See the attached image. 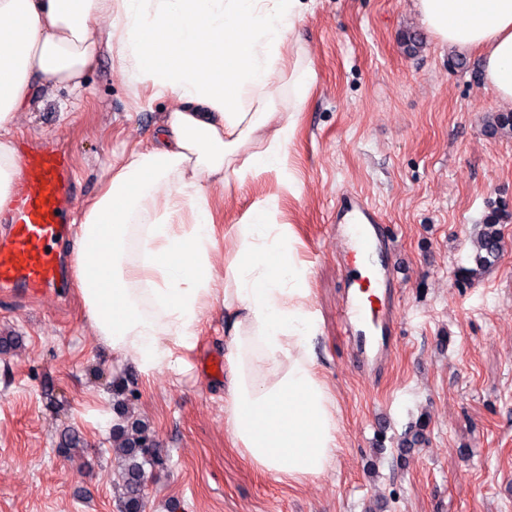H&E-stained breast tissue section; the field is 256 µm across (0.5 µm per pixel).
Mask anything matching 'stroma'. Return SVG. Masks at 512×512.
<instances>
[{"instance_id":"35a3bbf8","label":"stroma","mask_w":512,"mask_h":512,"mask_svg":"<svg viewBox=\"0 0 512 512\" xmlns=\"http://www.w3.org/2000/svg\"><path fill=\"white\" fill-rule=\"evenodd\" d=\"M416 37L409 48L407 37ZM285 52L314 76L295 114L284 172H262L210 202L217 236L274 200L309 270L320 376L336 397L341 448L326 476L281 482L252 468L224 430V306L203 317L174 367L149 372L101 344L76 289L0 293V512H119L112 382L133 383L135 414L161 445L145 512H512V134L480 77V56L442 46L412 0H310ZM84 90L37 92L15 138L73 156L74 208L107 163L151 142L173 107L129 86L98 57ZM361 192L392 236L397 328L384 369L364 374L340 310L351 254L336 212ZM496 215L502 252L477 267L479 232ZM84 440L58 453L63 429Z\"/></svg>"}]
</instances>
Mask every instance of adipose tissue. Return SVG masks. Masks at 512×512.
<instances>
[{
    "mask_svg": "<svg viewBox=\"0 0 512 512\" xmlns=\"http://www.w3.org/2000/svg\"><path fill=\"white\" fill-rule=\"evenodd\" d=\"M441 44L476 49L481 81L512 106V0H413ZM302 0H0V204L19 169L11 127L37 90L80 88L99 55L131 86L174 103L153 144L106 168L77 226L74 271L102 344L142 371L172 365L213 301L224 303V429L278 480L325 475L340 449L336 401L311 341L308 270L269 206L233 225L215 268L209 188L282 170L313 77L286 67ZM106 19L104 36L92 25Z\"/></svg>",
    "mask_w": 512,
    "mask_h": 512,
    "instance_id": "ef3b65f1",
    "label": "adipose tissue"
}]
</instances>
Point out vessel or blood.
Returning a JSON list of instances; mask_svg holds the SVG:
<instances>
[{
    "label": "vessel or blood",
    "instance_id": "b4317fda",
    "mask_svg": "<svg viewBox=\"0 0 512 512\" xmlns=\"http://www.w3.org/2000/svg\"><path fill=\"white\" fill-rule=\"evenodd\" d=\"M20 160L24 177L5 215L8 231L0 237V288L38 293L60 278L53 249L70 222L64 203L74 172L70 157L54 150L24 154ZM337 217L351 230L353 255L371 264L389 247L387 225L359 194L352 192L343 199ZM395 278L394 269L387 267L379 278L365 280L361 298L344 309L345 321L376 323L381 305L378 290Z\"/></svg>",
    "mask_w": 512,
    "mask_h": 512
}]
</instances>
